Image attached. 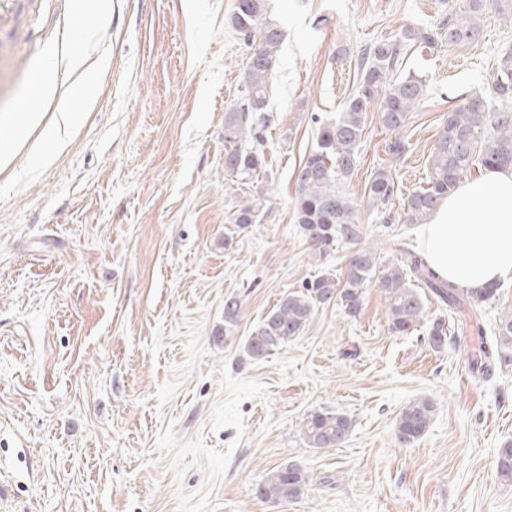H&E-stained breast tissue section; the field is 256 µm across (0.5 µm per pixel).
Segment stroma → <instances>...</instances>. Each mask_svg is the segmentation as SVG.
<instances>
[{
	"label": "stroma",
	"instance_id": "35a3bbf8",
	"mask_svg": "<svg viewBox=\"0 0 512 512\" xmlns=\"http://www.w3.org/2000/svg\"><path fill=\"white\" fill-rule=\"evenodd\" d=\"M85 34L72 0H0V114L25 111L30 79L55 82L36 122L0 159V512H512L497 453L512 442V363H475L512 314V276L491 305L448 306L459 345L433 350L425 330L388 329L385 296L365 291L358 317L319 309L284 349L255 361L243 346L288 291L344 271L354 246L396 262L417 227L404 200L424 187L451 102L481 87L512 48L493 7L463 46L408 52L425 75L409 153L385 150L371 106L346 185L356 244L317 260L293 220L297 168L316 145L311 118L332 116L358 80V59L406 27L442 23L458 0H270L285 40L271 80L268 175L243 185L224 170V114L241 94L248 48L229 25L235 0H110ZM93 75L92 98L75 88ZM81 113L53 149L44 132ZM397 188L382 221L364 187L377 168ZM260 201L259 223L233 212ZM241 318L224 328V298ZM429 399L428 430L401 443L396 419ZM341 411L343 445L307 447L304 418ZM313 476L298 501L255 489L272 468Z\"/></svg>",
	"mask_w": 512,
	"mask_h": 512
}]
</instances>
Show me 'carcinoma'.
I'll return each mask as SVG.
<instances>
[{"label": "carcinoma", "mask_w": 512, "mask_h": 512, "mask_svg": "<svg viewBox=\"0 0 512 512\" xmlns=\"http://www.w3.org/2000/svg\"><path fill=\"white\" fill-rule=\"evenodd\" d=\"M484 0H463L462 7L448 15V21L433 27H406L395 39L369 46L358 63V82L339 112L333 117L314 118L317 125L315 148L298 167L294 221L318 257L331 247L360 236L356 207L345 190L354 173L369 105L380 102L379 119L395 134L386 142L387 154L399 160L411 144L403 135L409 114L420 106L427 93L426 78L413 71L399 75L404 54L421 48L435 51L444 44L459 45L474 40L480 31ZM232 29L249 47L244 69L242 95L224 112V169L235 181L246 185L265 170L258 149L270 122L268 88L278 64L283 39L281 23L272 16L269 0H240L230 17ZM512 166V49L500 53L491 66L486 87L460 99L442 118V127L431 155V176L427 186L410 193L404 203L407 224H424L441 201L475 168ZM395 193L390 170L377 168L365 186L369 208L385 214ZM259 207L245 203L233 212V223L246 228L257 223ZM401 260L391 265L379 262L377 250L364 247L348 256L344 274H321L303 283L299 290L282 295L277 304L246 338L244 351L252 360H262L283 349L308 329L316 311L331 303L342 306L348 316L360 314L366 287L376 282L386 299L388 329L395 335H409L429 323L427 336L433 348L448 342L445 320H428L418 283L434 290L448 305L466 300L482 307L496 300L500 285L472 290L440 280L423 257L408 246L400 248ZM241 317V301L224 299V326L235 325ZM498 342L483 351L479 369L489 376L495 362L512 361V315L499 322ZM433 403L413 399L400 411L396 436L404 444L418 441L427 431ZM351 419L339 411H314L302 424L301 433L309 448H335L345 442ZM500 479L512 484V443L500 449L497 460ZM312 476L298 463H284L271 469L256 493L264 500L291 502L300 499Z\"/></svg>", "instance_id": "cac0c4a2"}]
</instances>
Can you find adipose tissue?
Instances as JSON below:
<instances>
[{
  "mask_svg": "<svg viewBox=\"0 0 512 512\" xmlns=\"http://www.w3.org/2000/svg\"><path fill=\"white\" fill-rule=\"evenodd\" d=\"M427 266L481 289L512 275V168H486L460 182L418 231Z\"/></svg>",
  "mask_w": 512,
  "mask_h": 512,
  "instance_id": "obj_1",
  "label": "adipose tissue"
}]
</instances>
